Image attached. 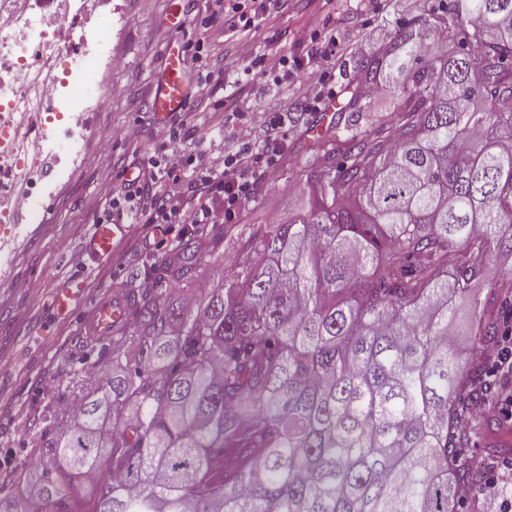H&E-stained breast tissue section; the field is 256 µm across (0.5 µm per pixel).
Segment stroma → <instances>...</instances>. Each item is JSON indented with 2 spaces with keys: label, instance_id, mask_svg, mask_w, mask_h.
Listing matches in <instances>:
<instances>
[{
  "label": "stroma",
  "instance_id": "35a3bbf8",
  "mask_svg": "<svg viewBox=\"0 0 512 512\" xmlns=\"http://www.w3.org/2000/svg\"><path fill=\"white\" fill-rule=\"evenodd\" d=\"M438 0H287L270 9L261 26L242 40L211 44L201 26L212 12V0H112L111 18H99L97 36L111 40L121 61L103 94L104 104L92 117L79 167L58 184L36 214L22 213L25 237L14 247L15 281L0 279V476L21 470L30 452L28 439L38 430L42 409L69 400L71 373L86 375L98 353L83 352L87 342L84 317L100 299L121 294L126 280L143 259L162 260L169 247H144L146 229L131 224L112 261L90 256L83 245L92 224L103 216L101 188L127 180L136 157L153 152L156 124L150 109L156 76L164 67L173 40L184 46L190 85L203 84L207 72H223L225 82L209 91L207 108L198 112L197 133L184 142L181 153L221 161L224 155V104L284 112L290 118L280 161V178L260 187L237 214L239 224L286 219L299 199V175L313 150L305 142L317 124L336 127L335 118L305 109L303 86L316 85L319 73L281 82L251 80L240 97L231 81L249 64L251 47L272 52L304 54L314 29L335 31L339 45L326 63L339 102H346L356 80L347 62L381 48L402 23L431 10ZM110 150L112 163L102 166L100 155ZM81 287V302L71 316L57 318L50 307L55 288L68 283Z\"/></svg>",
  "mask_w": 512,
  "mask_h": 512
}]
</instances>
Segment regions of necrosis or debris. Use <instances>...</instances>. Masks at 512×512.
<instances>
[{"instance_id": "obj_1", "label": "necrosis or debris", "mask_w": 512, "mask_h": 512, "mask_svg": "<svg viewBox=\"0 0 512 512\" xmlns=\"http://www.w3.org/2000/svg\"><path fill=\"white\" fill-rule=\"evenodd\" d=\"M55 0H0V224L20 207L41 205L46 157L77 162L90 113L98 111L111 42L94 35L62 50L65 32L81 27L101 0L54 11Z\"/></svg>"}]
</instances>
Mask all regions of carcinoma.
Wrapping results in <instances>:
<instances>
[{
  "mask_svg": "<svg viewBox=\"0 0 512 512\" xmlns=\"http://www.w3.org/2000/svg\"><path fill=\"white\" fill-rule=\"evenodd\" d=\"M440 34L458 50L426 53ZM391 72L397 118L362 129L351 97L287 219L144 262L100 377L41 417L26 495L0 483V512H458L482 481L462 421L483 369L448 336L512 255V0H453L356 76ZM227 237L240 260L204 288ZM470 314L477 340L500 335L501 313ZM509 268H512V258H509L506 262L499 259L490 261L485 270L484 280L473 284L470 288L471 295L478 296L481 299L489 297L493 306H502L503 310L510 308L512 298L507 303L502 302V300L493 297L490 292L491 288H489L491 283L501 281Z\"/></svg>",
  "mask_w": 512,
  "mask_h": 512,
  "instance_id": "1",
  "label": "carcinoma"
}]
</instances>
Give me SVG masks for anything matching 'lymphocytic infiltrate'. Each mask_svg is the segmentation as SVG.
I'll return each mask as SVG.
<instances>
[{
    "instance_id": "obj_1",
    "label": "lymphocytic infiltrate",
    "mask_w": 512,
    "mask_h": 512,
    "mask_svg": "<svg viewBox=\"0 0 512 512\" xmlns=\"http://www.w3.org/2000/svg\"><path fill=\"white\" fill-rule=\"evenodd\" d=\"M284 0H214L224 19L213 29L212 40L244 37L259 27L270 5ZM336 53L333 34L315 33L306 60H292L284 53H261L254 61L261 74H284L302 69L304 62H323ZM224 125L231 130V147L222 163L190 154L178 156L177 149L191 140L193 128H157L158 152L139 165L138 174L121 186L104 185L102 199L117 215L129 214L148 225L151 235L177 238L178 225L202 230L210 224H229L251 200L260 184L279 178V161L286 133L285 115L255 108L248 112L225 113Z\"/></svg>"
}]
</instances>
